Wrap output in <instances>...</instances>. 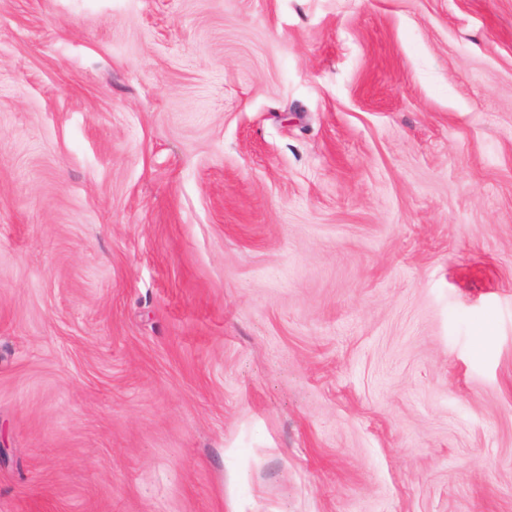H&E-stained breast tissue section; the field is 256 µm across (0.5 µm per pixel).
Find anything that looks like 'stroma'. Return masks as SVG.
<instances>
[{"label":"stroma","instance_id":"1","mask_svg":"<svg viewBox=\"0 0 512 512\" xmlns=\"http://www.w3.org/2000/svg\"><path fill=\"white\" fill-rule=\"evenodd\" d=\"M0 512H512V0H0Z\"/></svg>","mask_w":512,"mask_h":512}]
</instances>
